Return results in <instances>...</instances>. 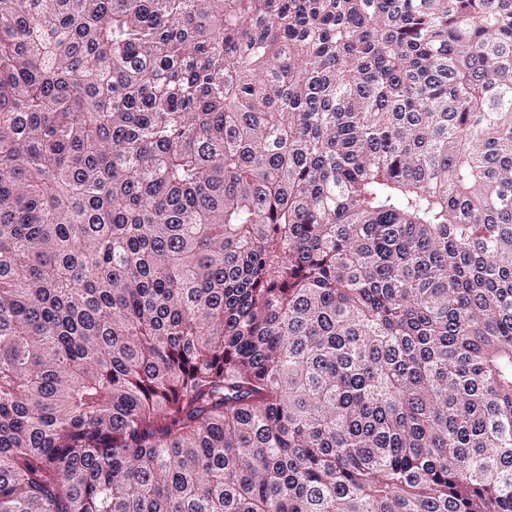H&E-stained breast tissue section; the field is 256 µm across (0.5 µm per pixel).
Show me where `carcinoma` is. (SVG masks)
I'll return each instance as SVG.
<instances>
[{"instance_id":"carcinoma-1","label":"carcinoma","mask_w":512,"mask_h":512,"mask_svg":"<svg viewBox=\"0 0 512 512\" xmlns=\"http://www.w3.org/2000/svg\"><path fill=\"white\" fill-rule=\"evenodd\" d=\"M0 512H512V0H0Z\"/></svg>"}]
</instances>
